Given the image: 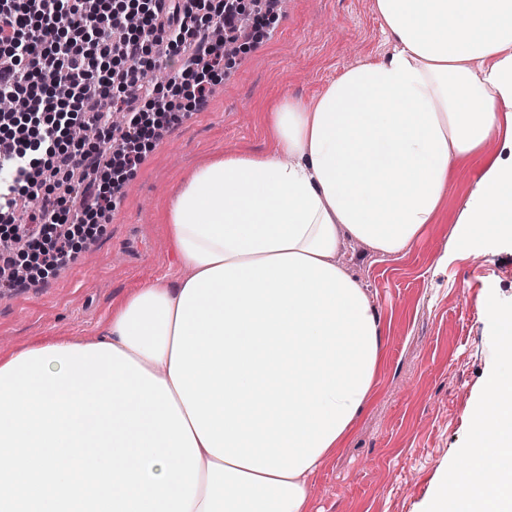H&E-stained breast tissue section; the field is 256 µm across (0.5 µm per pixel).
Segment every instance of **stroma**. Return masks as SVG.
Masks as SVG:
<instances>
[{
    "label": "stroma",
    "instance_id": "1",
    "mask_svg": "<svg viewBox=\"0 0 512 512\" xmlns=\"http://www.w3.org/2000/svg\"><path fill=\"white\" fill-rule=\"evenodd\" d=\"M240 52L207 105L169 126L126 179L73 261L0 294V355L45 336L100 339L113 305L136 287L183 273L159 217L197 167L228 151L269 148L264 105L313 102L362 56L388 45L375 0H280L262 34L234 35ZM476 177L457 170L444 207L404 255L343 241L383 327V365L370 406L345 445L308 482L307 512H425L464 448L501 342L481 308H512V238L456 239L460 203Z\"/></svg>",
    "mask_w": 512,
    "mask_h": 512
}]
</instances>
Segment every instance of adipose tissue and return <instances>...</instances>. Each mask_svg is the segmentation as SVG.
Returning a JSON list of instances; mask_svg holds the SVG:
<instances>
[{"instance_id": "ef3b65f1", "label": "adipose tissue", "mask_w": 512, "mask_h": 512, "mask_svg": "<svg viewBox=\"0 0 512 512\" xmlns=\"http://www.w3.org/2000/svg\"><path fill=\"white\" fill-rule=\"evenodd\" d=\"M391 49L312 104L264 110L271 150L225 153L161 208L185 276L112 308L107 343L165 380L198 445L190 512H306L307 480L366 410L382 325L341 238L401 255L458 167L479 173L460 223L512 226V0H376ZM506 366L486 374L472 439L427 512H512V309L487 299Z\"/></svg>"}]
</instances>
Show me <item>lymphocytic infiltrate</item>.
I'll use <instances>...</instances> for the list:
<instances>
[{"instance_id": "1", "label": "lymphocytic infiltrate", "mask_w": 512, "mask_h": 512, "mask_svg": "<svg viewBox=\"0 0 512 512\" xmlns=\"http://www.w3.org/2000/svg\"><path fill=\"white\" fill-rule=\"evenodd\" d=\"M136 27L125 28L127 16ZM240 12L224 0H127L114 11L112 0H0V93L26 106L0 113V212L14 224V237L37 248L46 272H56L71 255L61 218L81 205L79 220L97 223L112 207V196L89 170L113 186L135 171L141 148L153 143L161 122L175 120L172 90H180L186 111L199 110L224 55L213 27L239 29ZM185 54L168 89L147 75L158 52ZM125 116L121 150L112 143V113ZM92 124L90 142L71 139L72 129ZM32 195L39 205L27 221H17V196ZM56 227L40 241L38 228Z\"/></svg>"}]
</instances>
